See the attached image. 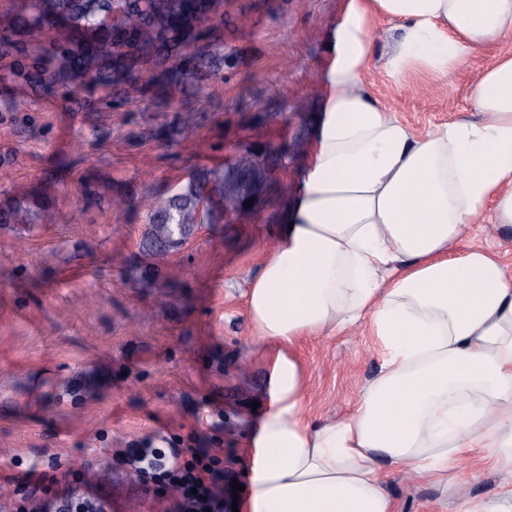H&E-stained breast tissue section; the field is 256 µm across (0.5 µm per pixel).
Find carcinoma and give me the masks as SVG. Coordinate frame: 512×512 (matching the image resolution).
<instances>
[{"mask_svg": "<svg viewBox=\"0 0 512 512\" xmlns=\"http://www.w3.org/2000/svg\"><path fill=\"white\" fill-rule=\"evenodd\" d=\"M107 10L140 12L141 25L134 36V48L164 66L174 89L183 90L191 82H200L224 71V54L205 42L209 28L173 42L151 36L152 14L140 9V0H23L20 9H0V47L15 53L13 77L38 91L53 94L60 88L80 86L111 89L112 65L122 56L132 62L133 55L121 52L126 38L112 33L104 23ZM38 31L48 36L45 44H29L21 36ZM267 180L256 176L245 197L235 196L237 186L224 176V167L207 168L167 194L168 206L149 210V229L141 255L146 265L160 269L183 245L195 227L224 222V204L237 199V213L257 209L265 200ZM252 201L249 209L244 203ZM55 223L48 205L32 207L23 201L0 211L6 224Z\"/></svg>", "mask_w": 512, "mask_h": 512, "instance_id": "1", "label": "carcinoma"}]
</instances>
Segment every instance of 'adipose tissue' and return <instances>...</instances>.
<instances>
[{
  "mask_svg": "<svg viewBox=\"0 0 512 512\" xmlns=\"http://www.w3.org/2000/svg\"><path fill=\"white\" fill-rule=\"evenodd\" d=\"M395 23V85L452 77L512 40V0H347L297 198L252 281L268 409L239 512H397L381 465L448 480L487 449L512 472V272L473 227H512V51L472 88L478 120L414 135L369 92L373 31ZM371 323L379 373L342 420L310 424L304 338Z\"/></svg>",
  "mask_w": 512,
  "mask_h": 512,
  "instance_id": "adipose-tissue-1",
  "label": "adipose tissue"
}]
</instances>
